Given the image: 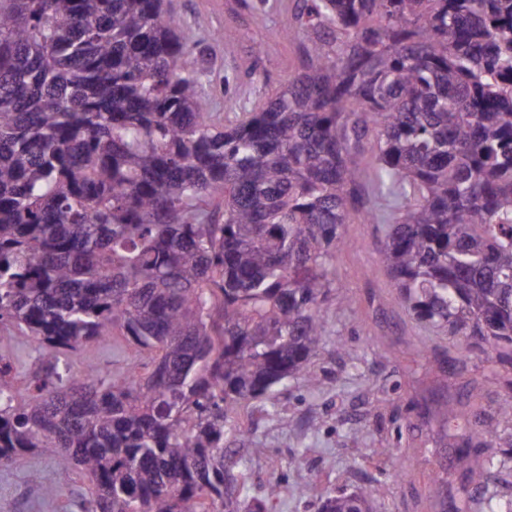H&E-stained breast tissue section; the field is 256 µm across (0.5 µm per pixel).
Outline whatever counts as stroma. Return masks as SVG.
<instances>
[{"instance_id": "stroma-1", "label": "stroma", "mask_w": 512, "mask_h": 512, "mask_svg": "<svg viewBox=\"0 0 512 512\" xmlns=\"http://www.w3.org/2000/svg\"><path fill=\"white\" fill-rule=\"evenodd\" d=\"M246 0H173L186 35L204 41L211 59L209 91L214 111L234 118L274 98L301 69V40L286 41L282 29L297 0H267L264 8ZM232 29L231 41L210 40L209 30ZM384 224L364 223L351 213L342 228L346 240L331 261L337 287L348 301L330 298L323 306L326 333L307 369L318 387L298 377L277 385L262 399L235 406L224 436L237 471L246 472L247 496L261 495L270 478L281 480V495L267 512H315L321 498L371 489L375 512H434L427 500L434 476L441 496L458 503L463 478L458 448L479 419L512 401V365L489 356L470 341L418 322L397 300V290L379 262ZM349 352L337 355V341ZM467 355L465 372L447 369L440 382L422 390L434 363V349ZM136 348L126 337L88 344L69 359L78 371L92 362L107 372L126 367ZM0 358L10 362L19 382L43 369L38 344L20 330L0 325ZM481 396L467 418L434 423L428 410L443 398ZM498 466L486 493L494 502L512 500V420L501 421L493 442ZM390 449L387 457L377 456ZM59 486L58 499L44 502L34 477ZM92 487L32 454L0 468V512H78Z\"/></svg>"}]
</instances>
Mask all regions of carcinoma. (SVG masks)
<instances>
[{
  "label": "carcinoma",
  "mask_w": 512,
  "mask_h": 512,
  "mask_svg": "<svg viewBox=\"0 0 512 512\" xmlns=\"http://www.w3.org/2000/svg\"><path fill=\"white\" fill-rule=\"evenodd\" d=\"M300 3V72L226 121L167 0H0V324L49 365L20 398L0 358V467L84 474L81 512H239L228 412L305 372L352 212L389 225L402 304L512 363V0ZM117 331L163 366L60 368ZM500 418L458 453L457 512H494L470 441ZM317 512H373L371 492Z\"/></svg>",
  "instance_id": "obj_1"
}]
</instances>
